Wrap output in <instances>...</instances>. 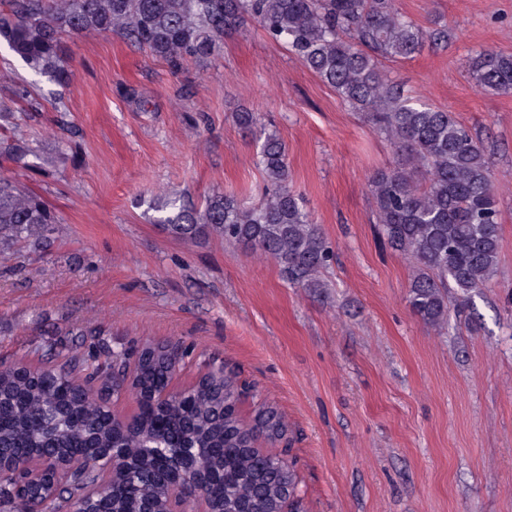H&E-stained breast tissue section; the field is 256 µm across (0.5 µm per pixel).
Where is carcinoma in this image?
<instances>
[{
	"mask_svg": "<svg viewBox=\"0 0 512 512\" xmlns=\"http://www.w3.org/2000/svg\"><path fill=\"white\" fill-rule=\"evenodd\" d=\"M253 20L276 42L288 45L321 80L352 106L367 111L373 125L397 150L395 165L370 180L385 244L413 267L408 301L427 325L448 323V288L457 301L472 302L497 273L500 253L498 200L485 147L453 113L411 96L380 67V59H406L448 31L427 32L402 15L394 0H0V43L28 68L65 85L72 73L61 46L64 34H117L173 67L220 49L224 33ZM476 83L495 93L512 91V53L485 50L468 60ZM26 100L19 90L0 97V118ZM259 164L265 198L247 205L213 194L204 205L178 197H152L154 222L189 239L221 238L272 259L297 288H324L319 273L331 250L302 198L288 183L285 146L263 133ZM0 154L21 171L33 150L18 133L0 138ZM59 220L44 199L15 177L0 178V262L23 242L34 251ZM83 379L69 365L0 366V446L22 463L32 449L42 457H81L61 474L42 472L27 494L16 468L0 470V506L8 512H69L80 502L88 512H141L155 498L168 512V480L174 455L206 483L208 504L222 512H278L283 485L296 490L294 470L278 456L256 450V438L280 435L277 416L265 413L254 427L238 416L239 392L224 367L211 368L184 399L164 406L154 396L166 390L179 353L145 344L133 371L126 353L103 362L74 357ZM130 389L137 411L112 420L106 407ZM117 448L128 472L104 481L93 455Z\"/></svg>",
	"mask_w": 512,
	"mask_h": 512,
	"instance_id": "carcinoma-1",
	"label": "carcinoma"
}]
</instances>
